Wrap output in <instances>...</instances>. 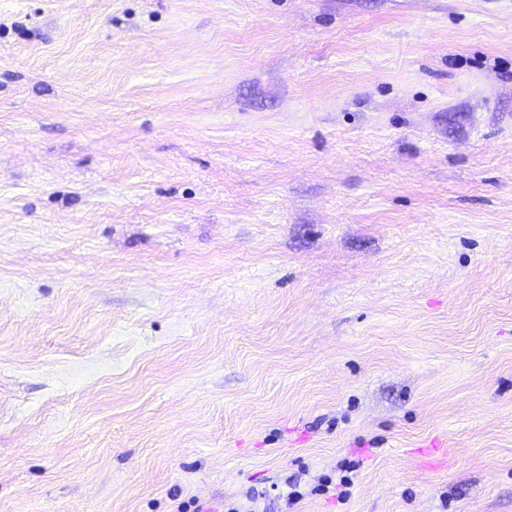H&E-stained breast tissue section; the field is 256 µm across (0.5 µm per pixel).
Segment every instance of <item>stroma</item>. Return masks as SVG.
Here are the masks:
<instances>
[{
  "label": "stroma",
  "instance_id": "stroma-1",
  "mask_svg": "<svg viewBox=\"0 0 512 512\" xmlns=\"http://www.w3.org/2000/svg\"><path fill=\"white\" fill-rule=\"evenodd\" d=\"M232 507L512 512V0H0V512Z\"/></svg>",
  "mask_w": 512,
  "mask_h": 512
}]
</instances>
